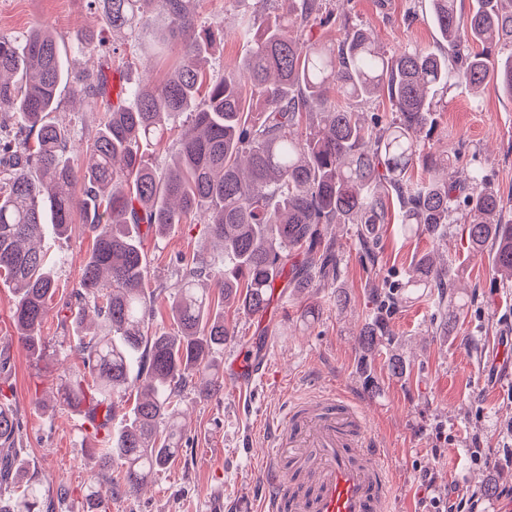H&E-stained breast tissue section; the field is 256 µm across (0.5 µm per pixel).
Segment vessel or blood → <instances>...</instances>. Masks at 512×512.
Instances as JSON below:
<instances>
[{"label":"vessel or blood","instance_id":"obj_1","mask_svg":"<svg viewBox=\"0 0 512 512\" xmlns=\"http://www.w3.org/2000/svg\"><path fill=\"white\" fill-rule=\"evenodd\" d=\"M258 474V512H393L391 467L369 418L330 390L288 399Z\"/></svg>","mask_w":512,"mask_h":512}]
</instances>
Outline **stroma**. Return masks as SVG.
<instances>
[{
  "instance_id": "35a3bbf8",
  "label": "stroma",
  "mask_w": 512,
  "mask_h": 512,
  "mask_svg": "<svg viewBox=\"0 0 512 512\" xmlns=\"http://www.w3.org/2000/svg\"><path fill=\"white\" fill-rule=\"evenodd\" d=\"M286 8L285 0H201L202 23L224 32L208 56V76L223 77L243 60L246 47L234 35L241 19L263 27ZM348 9L385 52L416 46L444 50L429 0H350ZM39 26L53 32L75 68L85 62L75 49L77 31L91 28L106 42L120 44L134 81L145 75L153 83L163 82L167 60L181 55L176 45L161 50L148 38L134 41L113 34L86 0H0V33L20 35ZM57 117L71 125L72 157L81 160L102 113L90 111L66 88ZM436 124L432 152L456 149L454 169L461 173L472 156H479L512 216V100L493 84L478 98L453 87L437 104ZM326 235L340 259L339 281L314 285L302 294L275 292L259 313L225 308L230 334L214 355L223 389L208 398L195 388L185 389L181 409L187 444L134 495L116 492V478L96 467L84 408L64 405L56 397L61 378L83 372L73 326L48 317L42 329L46 348L40 356L30 355L12 322V287L0 276V355L8 360L0 371V394L21 424L26 468L50 490H66L55 512H82L92 487L102 495L104 512H237L240 503H258L255 471L267 442L265 421L279 418L288 397L330 387L360 402L376 428L394 470L398 512H437L472 493L478 497L473 512H512V284L493 287L491 254L473 252L458 224L449 226L438 246L428 236L403 235L395 225H384L374 265L359 250L354 225H330ZM92 244L78 212L66 236L46 238V247L64 258L56 270V303L73 301ZM435 248L457 269V290L465 300L453 332L442 330L433 298L418 292L388 312V336L374 353L364 354L358 332L377 312L371 283L405 278L414 261ZM143 253L148 330L173 331L168 299L182 269L193 262L217 269L224 256L208 240L200 215L162 235L144 232ZM340 288L348 297L342 309L336 306ZM244 349L263 365V376L251 377L246 368L228 374L229 364ZM394 354L405 364L399 375L389 367ZM490 483L495 493H487Z\"/></svg>"
}]
</instances>
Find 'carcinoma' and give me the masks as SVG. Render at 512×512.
<instances>
[{"label":"carcinoma","mask_w":512,"mask_h":512,"mask_svg":"<svg viewBox=\"0 0 512 512\" xmlns=\"http://www.w3.org/2000/svg\"><path fill=\"white\" fill-rule=\"evenodd\" d=\"M199 2L87 0L114 32L132 37L155 17L162 22L157 41L180 42L182 61L160 85L130 82L122 60L112 68L98 62L72 70L45 28L0 34V274L16 296L13 321L22 346L41 352L60 258L40 242L64 235L81 209L94 246L82 263L78 303H64L57 316L75 324L93 383L67 379L65 399L87 406L91 417H100L96 429L106 430L131 396V374L141 369L139 396L124 425L102 440L92 434L100 469L118 465L127 493L139 491L183 448L184 389L199 383L210 395L220 387L212 353L230 332L224 317L211 314L213 295L263 311L294 252L304 263L291 270L285 287L302 293L316 280L339 277L323 226L360 225L358 247L374 263L375 226L390 223L395 198L401 231L436 237L444 225L461 224L472 250L493 253L496 274L512 280V219L485 167L476 159L459 178L452 159L428 148L439 92L461 85L477 93L495 77L512 96V0H475L467 13L458 0H430L433 23L448 44L443 55L418 47L388 54L345 7L287 0L286 15L275 24L256 30L248 20L241 23L237 37L249 48L244 63L210 81L204 95L214 31L200 22ZM336 22V42L313 39L314 25ZM101 45L88 29L76 50L92 55ZM64 85L108 113L82 164L69 157L71 129L53 116ZM249 93L268 108L260 124L248 120ZM374 97L388 99L389 119L354 110V103ZM185 112L191 124L173 166L149 165L141 145L161 143V118ZM418 163L427 175L423 182L408 176ZM78 182L80 198L73 193ZM200 213L224 248V269L185 267L169 301L176 329L150 335L138 229L145 224L163 234ZM425 288L438 290L452 328L461 310L455 273L428 252L400 283L373 288L378 314L358 333L361 349L376 348L384 311ZM90 310L100 324L89 337L83 330ZM18 431L13 410L0 401V486L9 488L0 512H53L43 479H13Z\"/></svg>","instance_id":"obj_1"}]
</instances>
